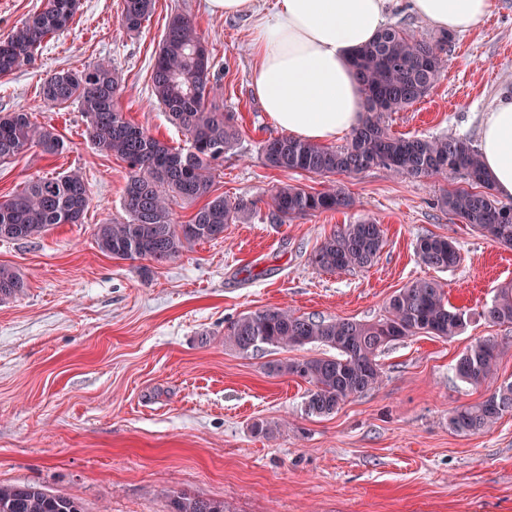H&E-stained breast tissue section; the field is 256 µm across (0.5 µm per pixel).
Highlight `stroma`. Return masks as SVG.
I'll use <instances>...</instances> for the list:
<instances>
[{"label": "stroma", "mask_w": 512, "mask_h": 512, "mask_svg": "<svg viewBox=\"0 0 512 512\" xmlns=\"http://www.w3.org/2000/svg\"><path fill=\"white\" fill-rule=\"evenodd\" d=\"M476 29L455 34L436 86L387 119L398 136L454 135L478 143L495 100L512 96V0H493ZM122 0H80L68 28L35 60L0 78V114L27 112L67 145L58 155L24 151L0 163V197L35 175L80 172L92 202L78 224L28 241L1 242L0 264L27 288L0 303V484L38 483L79 495L87 512H168L181 491L223 500L228 512H512V414L488 431H454L457 406L512 382V324L484 318L512 282V247L440 208L458 174L399 177L384 167L327 178L266 167L260 145L280 136L251 89L256 60L248 17L213 14L207 0H154L140 33L120 26ZM192 18L224 86L223 105L242 132L215 172V194L248 198L255 210L221 239L199 242L142 275L137 262L103 254L97 224L125 217L126 164L98 151L77 104H45L40 86L59 70L112 60L119 107L174 148L186 136L156 102L150 75L174 14ZM351 209L273 224L271 189L328 183ZM376 219L385 244L363 268L325 272L309 255L342 225ZM454 241L455 267L415 254L419 237ZM420 279L440 281L467 326L451 339L421 333L389 345L379 388L328 416L305 412L310 386L273 372L285 359L330 355L309 344L245 353L224 343L241 315L281 307L318 319L374 322L392 295ZM500 347L496 376L474 387L454 365L475 338ZM271 432L260 433L258 423Z\"/></svg>", "instance_id": "35a3bbf8"}]
</instances>
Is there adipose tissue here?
Segmentation results:
<instances>
[{
	"mask_svg": "<svg viewBox=\"0 0 512 512\" xmlns=\"http://www.w3.org/2000/svg\"><path fill=\"white\" fill-rule=\"evenodd\" d=\"M225 17L254 18L257 59L252 91L270 120L290 136L326 143L351 132L362 118V93L351 65L353 49L369 43L386 22L390 0H209ZM492 0H410L412 11L441 31L475 29ZM481 161L495 193L512 199V98L487 113Z\"/></svg>",
	"mask_w": 512,
	"mask_h": 512,
	"instance_id": "1",
	"label": "adipose tissue"
}]
</instances>
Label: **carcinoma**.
Segmentation results:
<instances>
[{"label": "carcinoma", "mask_w": 512, "mask_h": 512, "mask_svg": "<svg viewBox=\"0 0 512 512\" xmlns=\"http://www.w3.org/2000/svg\"><path fill=\"white\" fill-rule=\"evenodd\" d=\"M79 0H46L45 7L0 38V77L31 62L42 44L65 30ZM154 0H123L120 25L138 31L148 20ZM453 39L444 33L431 43L418 40L398 26L381 29L352 56L363 94L364 118L347 143L332 147L298 140L290 135L260 146L263 164L329 177L359 174L384 166L406 177H431L456 172L465 176L474 192L459 188L440 197L442 208L493 241L512 247V205L498 201L473 144L453 135L398 137L386 125V115L420 101L437 83L441 52ZM152 93L169 121L186 135L189 147L175 149L147 128L128 121L117 107L121 79L110 60L98 61L78 72L61 70L41 84L48 105L76 103L86 117V132L102 153L128 165L124 208L128 218L98 224L94 239L100 251L122 260H147L157 265L175 260L192 244L224 237L226 225L247 218L253 202L212 196L216 165L235 149L242 133L233 116L217 104L223 85L197 32L183 14L170 18L159 43L151 72ZM37 147L57 155L65 142L53 130L33 121L27 112L0 115V161ZM205 200L191 220L173 219L175 199ZM270 220L286 224L295 218L354 205L353 198L330 185L320 191L282 185L271 195ZM91 204V194L77 172L34 176L23 188L0 200V241L35 238L58 224H79ZM383 247V231L371 218L346 224L308 257L322 271L365 267ZM416 254L425 265L448 269L459 262L454 243L438 236L417 240ZM25 280L16 268L0 264V301L23 292ZM483 315L494 323L512 324V284L498 289ZM465 312L448 305L443 286L434 279L413 282L399 289L388 305V315L372 323L347 319H315L283 308H270L239 317L224 332V342L247 352L261 345L276 348L318 343L336 351L328 357L294 359L273 365V370L299 377L311 385L307 413L330 415L352 396L378 386V352L387 345L426 333L444 339L465 327ZM498 344L477 339L458 357L454 369L464 382L479 387L497 371ZM512 413V383L502 385L474 404L460 405L448 422L457 432L480 433L505 414ZM0 512H84L79 498L41 485L0 486ZM169 512H227L224 501L176 493Z\"/></svg>", "instance_id": "cac0c4a2"}]
</instances>
